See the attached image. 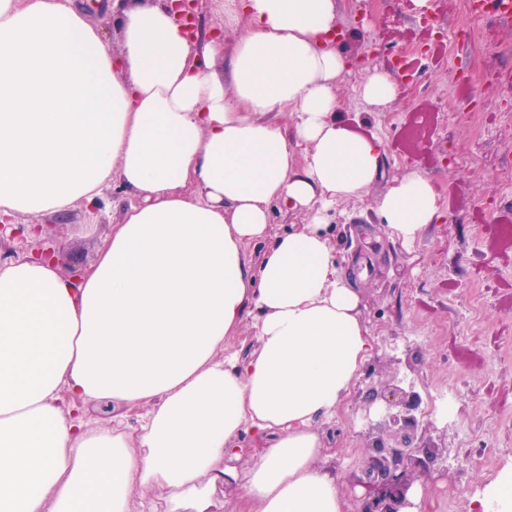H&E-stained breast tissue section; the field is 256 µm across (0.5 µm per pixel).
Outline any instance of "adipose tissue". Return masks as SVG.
I'll return each instance as SVG.
<instances>
[{"instance_id": "1", "label": "adipose tissue", "mask_w": 512, "mask_h": 512, "mask_svg": "<svg viewBox=\"0 0 512 512\" xmlns=\"http://www.w3.org/2000/svg\"><path fill=\"white\" fill-rule=\"evenodd\" d=\"M240 34L192 39L165 0H123L119 51L72 0H0V223L92 210L113 184L136 201L78 277L0 263V512H212L231 477L252 512H346L313 425L350 393L369 350L354 284L324 227L380 175L383 142L350 130L348 72L329 37L337 0H215ZM292 112L293 132L268 121ZM305 211L259 266L273 204ZM376 211L407 244L443 215L420 172ZM253 317L255 347L224 343ZM145 407L90 424L84 405ZM266 438L229 468L241 432Z\"/></svg>"}]
</instances>
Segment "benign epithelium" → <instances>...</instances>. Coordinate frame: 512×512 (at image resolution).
<instances>
[{"label": "benign epithelium", "mask_w": 512, "mask_h": 512, "mask_svg": "<svg viewBox=\"0 0 512 512\" xmlns=\"http://www.w3.org/2000/svg\"><path fill=\"white\" fill-rule=\"evenodd\" d=\"M200 2L173 0L175 21L183 26L196 21ZM28 237L36 240L33 258L60 261L54 240L43 234V225H0V243ZM376 398L382 401V413L377 423H368L363 478L359 479L365 493L355 497L354 512H408V493L415 481L431 479L439 445L427 436L430 423L417 416L421 397L414 383L404 388L395 381Z\"/></svg>", "instance_id": "7a95c632"}]
</instances>
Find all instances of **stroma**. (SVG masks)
I'll return each mask as SVG.
<instances>
[{
	"label": "stroma",
	"mask_w": 512,
	"mask_h": 512,
	"mask_svg": "<svg viewBox=\"0 0 512 512\" xmlns=\"http://www.w3.org/2000/svg\"><path fill=\"white\" fill-rule=\"evenodd\" d=\"M347 57H366L339 84V116L384 143L383 176L339 200L324 229L343 273L361 287L372 351L349 396L316 430L328 437L321 467L336 471L346 500L364 455V409L394 375L416 382L423 408L448 432V457L425 486L422 512H483L512 472V24L468 15L462 0H429L445 38L426 35L413 0H338ZM389 72L399 89L387 110L356 86ZM427 174L443 219L408 246L390 241L376 201L393 178ZM133 198L120 188L101 200L95 232L76 207L38 216L63 261L91 265L102 238ZM497 449L488 458L487 449Z\"/></svg>",
	"instance_id": "1"
}]
</instances>
